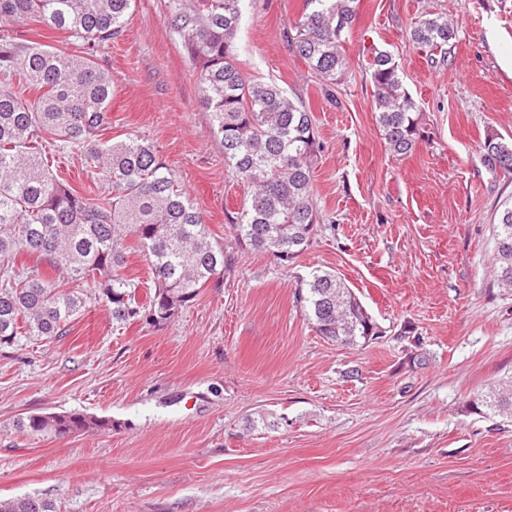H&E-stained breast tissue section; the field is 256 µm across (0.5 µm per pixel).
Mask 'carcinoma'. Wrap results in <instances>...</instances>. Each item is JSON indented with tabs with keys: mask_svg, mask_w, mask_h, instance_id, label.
Returning a JSON list of instances; mask_svg holds the SVG:
<instances>
[{
	"mask_svg": "<svg viewBox=\"0 0 512 512\" xmlns=\"http://www.w3.org/2000/svg\"><path fill=\"white\" fill-rule=\"evenodd\" d=\"M257 0H176L170 25L198 68L201 103L210 131L224 148V163L249 192L232 219L238 241L288 261L301 252L320 221L313 202V172L323 145L311 110L275 82L249 79L234 62V42ZM134 0H0V21H35L64 31L81 54L0 31V350L21 339L53 341L91 298L119 325L141 319L160 323L194 301L224 273V248L185 189L143 139L108 143L112 74L92 49L123 32ZM298 54L320 77L326 96L346 68L343 43L356 19L355 0H305ZM410 39L430 56H445L457 29L448 18L426 13ZM367 70L374 110L388 151L404 156L419 137L417 105L387 51L370 52ZM37 95L28 99L29 89ZM72 148L99 171L109 194L93 203L57 179L42 152L43 133ZM485 160L512 171V141L489 133ZM135 238L153 281L143 302L138 285L122 274L125 239ZM36 259L27 267L23 257ZM493 262L499 286L512 289V205L499 215ZM93 293L86 294L87 286ZM296 302L315 332L355 345L374 324L355 293L335 273L316 269L300 282ZM512 421V384L497 399L473 402ZM16 430L33 439L66 437L112 428V420L65 411L17 419ZM0 512H59L50 499L0 500Z\"/></svg>",
	"mask_w": 512,
	"mask_h": 512,
	"instance_id": "cac0c4a2",
	"label": "carcinoma"
}]
</instances>
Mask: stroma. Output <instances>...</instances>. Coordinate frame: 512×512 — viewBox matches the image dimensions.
Returning <instances> with one entry per match:
<instances>
[{"instance_id":"stroma-1","label":"stroma","mask_w":512,"mask_h":512,"mask_svg":"<svg viewBox=\"0 0 512 512\" xmlns=\"http://www.w3.org/2000/svg\"><path fill=\"white\" fill-rule=\"evenodd\" d=\"M173 0H136L99 46L112 75L105 138L147 140L189 194L228 265L170 320L115 326L87 305L66 336L0 351V500L61 512H512V423L473 410L512 377V291L498 288L494 228L512 171L487 134L512 139V0H357L338 103L295 54L304 0H258L238 67L309 104L323 152V217L283 262L240 244L228 217L246 186L209 131L197 72L169 24ZM458 30L443 61L410 40L424 12ZM393 54L421 136L392 156L375 120L371 50ZM57 177L108 187L47 143ZM335 272L381 330L344 346L318 336L295 294ZM111 419L105 432L41 441L31 413ZM485 160L493 167L500 165L505 171H512V141L498 134H487L483 143ZM0 512H59L50 499L28 496L13 500H0Z\"/></svg>"}]
</instances>
